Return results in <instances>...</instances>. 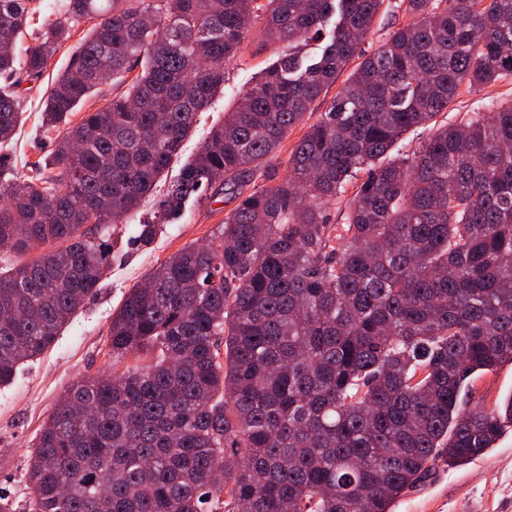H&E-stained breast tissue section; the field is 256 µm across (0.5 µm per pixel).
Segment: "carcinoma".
Masks as SVG:
<instances>
[{"mask_svg":"<svg viewBox=\"0 0 512 512\" xmlns=\"http://www.w3.org/2000/svg\"><path fill=\"white\" fill-rule=\"evenodd\" d=\"M66 0L16 51L39 6L0 0V144L74 25L87 38L45 96L56 147L30 173L0 154V384L48 349L103 285L112 225L160 193L136 239L234 189L277 154L348 63L288 176L244 194L210 241L148 273L112 313V364L75 383L40 431L24 512H392L442 454L476 459L512 427V397L461 400L512 363V104L438 123L466 83L512 75V0ZM266 68L167 181L224 61L257 25ZM323 41L317 57L302 53ZM137 71L133 78L127 74ZM121 92L77 123L76 107ZM420 146L391 155L403 136ZM355 186L345 224L327 205ZM384 1L377 15L372 36L368 44L365 45L368 53H371L381 43L385 42L398 25L405 21V18H402V12L396 8V2L399 0Z\"/></svg>","mask_w":512,"mask_h":512,"instance_id":"cac0c4a2","label":"carcinoma"}]
</instances>
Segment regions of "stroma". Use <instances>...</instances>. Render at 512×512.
Instances as JSON below:
<instances>
[{
    "label": "stroma",
    "instance_id": "35a3bbf8",
    "mask_svg": "<svg viewBox=\"0 0 512 512\" xmlns=\"http://www.w3.org/2000/svg\"><path fill=\"white\" fill-rule=\"evenodd\" d=\"M89 28V23L84 22L72 29L69 40L24 96L23 121L5 149L19 172H27L30 163L44 160L55 148L53 135L39 127L43 94L69 65ZM285 50V45L264 43L256 35L235 58L225 62L224 87L201 112L194 133L184 146V156L198 151L211 126L223 120L225 112L252 85L269 60ZM337 91V86H330L303 122L289 130L270 163L278 176H285L292 149ZM491 99L502 105L512 103V77L485 87L461 88L440 118L451 123L459 121L481 111L483 103ZM233 206L228 190L213 188L207 199L189 204L181 220L165 225L147 247L133 244L135 224L114 225L112 259L103 288L75 314L51 348L23 364L11 384L0 386V490L9 496L17 512H22L29 498L27 469L32 447L65 390L82 378L112 369L107 334L112 313L124 295L184 246L211 238ZM511 397L512 365L508 363L478 378L466 393L469 404L487 408L497 407ZM393 512H512V428L506 429L494 448L467 464L451 467L444 459L434 460L426 478L395 501Z\"/></svg>",
    "mask_w": 512,
    "mask_h": 512
}]
</instances>
